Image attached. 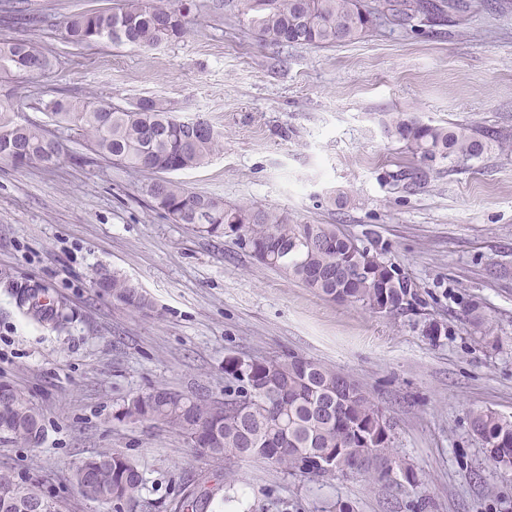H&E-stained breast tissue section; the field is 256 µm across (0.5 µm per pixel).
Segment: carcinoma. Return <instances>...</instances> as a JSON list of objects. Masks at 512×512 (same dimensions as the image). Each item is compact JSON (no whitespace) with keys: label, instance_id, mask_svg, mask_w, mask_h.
Listing matches in <instances>:
<instances>
[{"label":"carcinoma","instance_id":"obj_1","mask_svg":"<svg viewBox=\"0 0 512 512\" xmlns=\"http://www.w3.org/2000/svg\"><path fill=\"white\" fill-rule=\"evenodd\" d=\"M240 15L267 46L351 43L373 30L380 20L408 28L453 20L467 0H238ZM186 0H124L111 11H87L63 21L66 40L74 46L108 42L114 46L152 49L184 37L192 8ZM52 59L33 39L0 38V77L16 73L42 77ZM44 111L60 124L73 125L97 155L163 178L148 187L156 207L175 223L190 224L208 238L234 234L254 259L283 269L306 287L338 302L359 303L387 315L407 309L416 293L411 281L391 273L381 254L361 247L334 224H293L288 216L248 203L228 205L218 197L192 192L164 175L196 168L224 147V133L204 119L183 121L156 97L142 98L131 110L95 100L73 102L53 98ZM390 136L427 168L460 167L494 150L512 149L507 136L481 132L465 124H425L396 118ZM63 143L36 123H20L0 103V158L16 166H53ZM98 287L125 304L144 308V296L114 274ZM485 336L492 326L478 308L467 311ZM225 372L235 385L224 398L186 393L166 387L127 398L118 418L151 422L184 435L202 455L214 460L256 459L273 463L291 475L333 479L347 472L336 464L340 449L351 448L367 460L396 463L391 431L374 428L373 416L385 415L348 375L306 358L230 361ZM471 428L491 446V458L512 467V419L489 410L471 415ZM0 435L27 446L43 436L40 415L17 390L0 385ZM81 494L113 502L130 512L148 508L146 478L131 458L103 450L86 458L71 474ZM39 496L31 486L0 473V512H30ZM212 491L186 488L170 503V512H205Z\"/></svg>","mask_w":512,"mask_h":512}]
</instances>
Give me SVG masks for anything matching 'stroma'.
I'll use <instances>...</instances> for the list:
<instances>
[{"label": "stroma", "mask_w": 512, "mask_h": 512, "mask_svg": "<svg viewBox=\"0 0 512 512\" xmlns=\"http://www.w3.org/2000/svg\"><path fill=\"white\" fill-rule=\"evenodd\" d=\"M200 2L188 33L152 50L66 42L65 17L116 0H25L37 29L0 22V38H34L55 60L49 76L0 84V98L67 148L52 167L0 159V383L44 428L35 447L0 437V471L35 482L62 512H125L70 480L109 448L139 464L149 512H166L183 485L227 466L181 434L118 421L124 400L160 386L220 398L227 359L298 356L349 374L385 411L398 469L308 480L238 460L208 512H512V469L470 426L477 410L512 417V154L438 167L408 188L395 176L419 161L386 132L400 116L512 136V0H470L452 26L383 24L352 43L275 49L235 0ZM55 97L122 108L157 97L177 118L207 119L224 149L177 181L337 225L410 279L416 301L394 317L332 301L235 237L175 223L147 193L155 173L95 155L44 112ZM115 273L148 308L97 288ZM22 288L50 300L58 323L21 306ZM469 305L493 335L468 322Z\"/></svg>", "instance_id": "35a3bbf8"}]
</instances>
